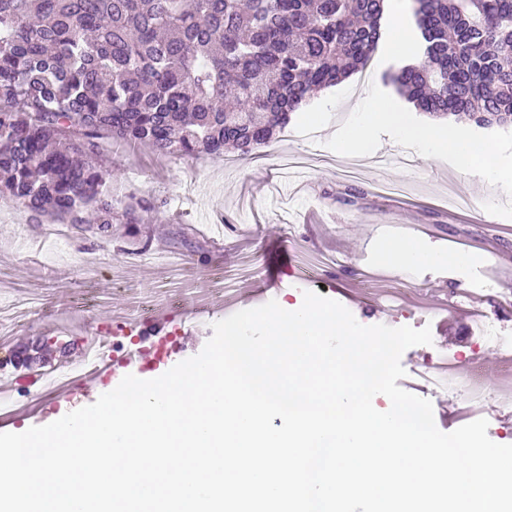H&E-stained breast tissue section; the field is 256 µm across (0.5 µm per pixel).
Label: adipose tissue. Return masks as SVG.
I'll list each match as a JSON object with an SVG mask.
<instances>
[{
	"instance_id": "obj_1",
	"label": "adipose tissue",
	"mask_w": 512,
	"mask_h": 512,
	"mask_svg": "<svg viewBox=\"0 0 512 512\" xmlns=\"http://www.w3.org/2000/svg\"><path fill=\"white\" fill-rule=\"evenodd\" d=\"M363 110L346 133L337 138L336 146L340 151L353 156L366 155L371 149L372 125L381 122L391 127L401 143L420 146L430 157L449 156L461 169H469L475 150L497 156L495 167L479 169L478 174L497 181L512 180V157L493 142H483L481 147L465 138L462 131L454 125H423L414 120L410 113L393 108L388 102L367 98L362 100ZM387 265L394 270H405L425 264H448L462 269L474 262L469 253L430 252L418 241L396 239L387 246Z\"/></svg>"
}]
</instances>
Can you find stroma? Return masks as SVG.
Instances as JSON below:
<instances>
[{
  "mask_svg": "<svg viewBox=\"0 0 512 512\" xmlns=\"http://www.w3.org/2000/svg\"><path fill=\"white\" fill-rule=\"evenodd\" d=\"M416 55L415 44L395 47L382 36L365 73L317 93L309 111L292 114L265 145L249 154L161 157L145 144L103 140L114 166L112 194L150 199L141 224H116L100 237L95 227H67L58 248L42 252L46 225L32 224L19 206L0 196V384H12L20 402L0 432L49 424L94 403L120 376L98 378L42 396L26 390L34 375L78 360L91 337L111 339L115 321L129 323L144 352L141 379L158 377L198 354L224 317L222 303L260 301V284L278 245L293 261L312 254L326 263L314 276L296 273L277 301L299 303L307 291L324 292L363 325L430 327L432 342L407 349L398 385L419 394L413 375L439 352L479 351L491 367L488 390L500 384L503 353L480 342L478 309L512 336V192L499 183L467 177L447 159H427L400 144L387 127L373 133L362 158L338 153L331 138L353 120L357 101L372 96L397 108L409 103L382 75ZM418 239L435 251L475 254L463 269L421 265L400 273L383 265L384 244ZM398 293L387 298L383 289ZM182 297L159 332L132 321L138 302L158 292ZM34 355L18 364L15 352Z\"/></svg>",
  "mask_w": 512,
  "mask_h": 512,
  "instance_id": "35a3bbf8",
  "label": "stroma"
}]
</instances>
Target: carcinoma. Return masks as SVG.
<instances>
[{
	"instance_id": "1",
	"label": "carcinoma",
	"mask_w": 512,
	"mask_h": 512,
	"mask_svg": "<svg viewBox=\"0 0 512 512\" xmlns=\"http://www.w3.org/2000/svg\"><path fill=\"white\" fill-rule=\"evenodd\" d=\"M387 0H0V193L34 222L141 224L101 140L243 154L369 64ZM419 59L387 76L419 110L512 126V0H414Z\"/></svg>"
}]
</instances>
